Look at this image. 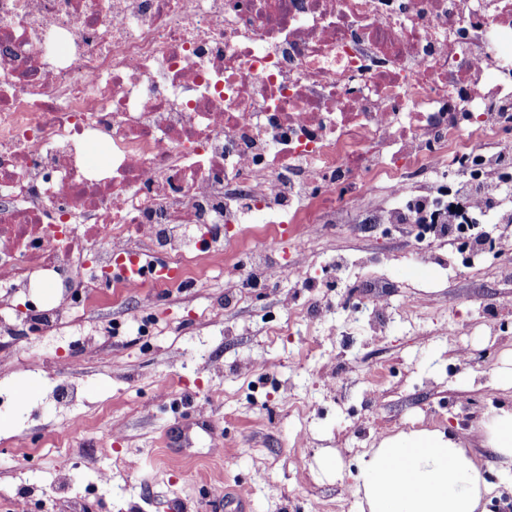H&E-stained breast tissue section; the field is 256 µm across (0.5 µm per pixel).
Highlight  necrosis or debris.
<instances>
[{"instance_id":"1","label":"necrosis or debris","mask_w":512,"mask_h":512,"mask_svg":"<svg viewBox=\"0 0 512 512\" xmlns=\"http://www.w3.org/2000/svg\"><path fill=\"white\" fill-rule=\"evenodd\" d=\"M512 0H0V337L78 332L121 262L187 286L224 232L427 189L389 224L487 252ZM463 179L449 184V168ZM410 191V188H406L404 194L398 196L392 193L388 183H377L371 191L362 198L360 208L362 210L374 211L385 207H392L398 204L405 195H409Z\"/></svg>"}]
</instances>
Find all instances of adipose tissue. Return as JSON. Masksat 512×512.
I'll use <instances>...</instances> for the list:
<instances>
[{
    "instance_id": "adipose-tissue-1",
    "label": "adipose tissue",
    "mask_w": 512,
    "mask_h": 512,
    "mask_svg": "<svg viewBox=\"0 0 512 512\" xmlns=\"http://www.w3.org/2000/svg\"><path fill=\"white\" fill-rule=\"evenodd\" d=\"M486 444L512 477V411L484 424ZM490 487L462 437L413 431L382 440L361 459L359 512H487Z\"/></svg>"
}]
</instances>
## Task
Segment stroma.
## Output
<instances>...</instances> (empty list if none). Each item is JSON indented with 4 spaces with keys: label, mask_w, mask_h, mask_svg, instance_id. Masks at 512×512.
Instances as JSON below:
<instances>
[{
    "label": "stroma",
    "mask_w": 512,
    "mask_h": 512,
    "mask_svg": "<svg viewBox=\"0 0 512 512\" xmlns=\"http://www.w3.org/2000/svg\"><path fill=\"white\" fill-rule=\"evenodd\" d=\"M416 235L315 223L303 264L283 232L205 259L207 287L163 305L116 296L88 310L94 339L1 346L0 493L41 512H358L354 478L374 443L460 430L488 512H512V479L483 434L489 412L512 409V389L493 386L512 370V253L467 267L443 238L422 275ZM253 262L280 268L270 287L234 276ZM118 320L126 329L108 335ZM64 384L79 389L68 407ZM195 416L216 436L170 445L168 428ZM45 433L54 447L25 463L18 440Z\"/></svg>",
    "instance_id": "stroma-1"
}]
</instances>
